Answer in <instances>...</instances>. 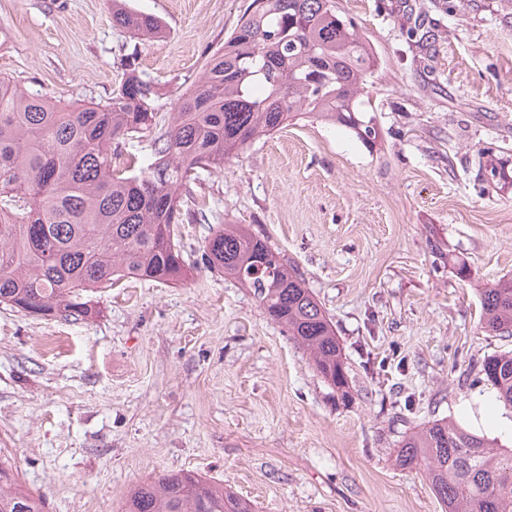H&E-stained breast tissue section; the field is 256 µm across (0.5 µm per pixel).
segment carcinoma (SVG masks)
<instances>
[{
  "label": "carcinoma",
  "instance_id": "obj_1",
  "mask_svg": "<svg viewBox=\"0 0 512 512\" xmlns=\"http://www.w3.org/2000/svg\"><path fill=\"white\" fill-rule=\"evenodd\" d=\"M112 22L136 39L165 34L159 17L112 0ZM378 58L336 0H252L224 46L160 124L156 92L135 72L106 104L63 103L0 77V304L29 316L91 321L103 293L128 279L190 281L179 225L188 183L220 170L253 141L300 115L344 125L369 143L367 79ZM151 139L136 173L122 144ZM202 262L250 289L273 322L307 351L342 399L348 374L332 321L267 239L229 224L205 241ZM482 328L512 336V278L480 290ZM482 373L512 407V351ZM395 463L421 468L445 512H512V448L444 420L405 436ZM0 512H45L44 496L0 462ZM123 512H254L253 503L194 471L133 486Z\"/></svg>",
  "mask_w": 512,
  "mask_h": 512
}]
</instances>
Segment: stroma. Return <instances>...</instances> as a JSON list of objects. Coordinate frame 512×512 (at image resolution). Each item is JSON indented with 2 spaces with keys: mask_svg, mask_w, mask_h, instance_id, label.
<instances>
[{
  "mask_svg": "<svg viewBox=\"0 0 512 512\" xmlns=\"http://www.w3.org/2000/svg\"><path fill=\"white\" fill-rule=\"evenodd\" d=\"M163 21L142 41L112 0H0V76L61 101L107 103L129 56L161 118L251 0H127ZM380 59L378 136L309 117L191 183L186 259L222 224L268 237L332 319L343 403L257 299L201 269L128 280L95 321L0 305V461L47 512H121L126 489L194 471L256 512H442L396 466L414 427L463 422L491 355L479 290L512 277V0H338ZM469 277H461L459 265Z\"/></svg>",
  "mask_w": 512,
  "mask_h": 512,
  "instance_id": "stroma-1",
  "label": "stroma"
}]
</instances>
